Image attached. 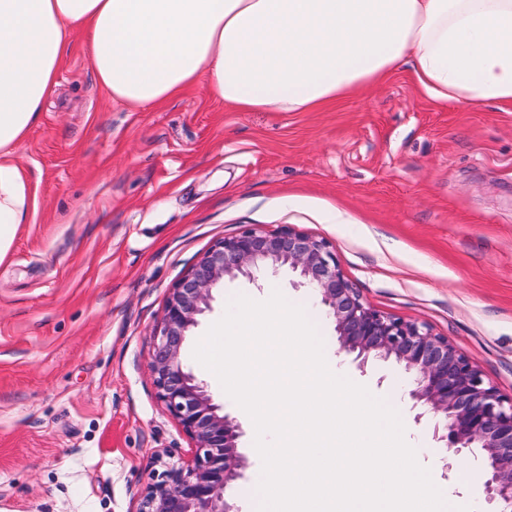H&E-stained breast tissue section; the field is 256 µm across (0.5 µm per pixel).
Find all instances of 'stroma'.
I'll use <instances>...</instances> for the list:
<instances>
[{"instance_id": "stroma-1", "label": "stroma", "mask_w": 512, "mask_h": 512, "mask_svg": "<svg viewBox=\"0 0 512 512\" xmlns=\"http://www.w3.org/2000/svg\"><path fill=\"white\" fill-rule=\"evenodd\" d=\"M15 161L36 207L0 263V512H134L191 442L149 353L170 289L215 242L288 226L329 241L364 302L448 337L512 396V103L433 100L400 71L318 112H240L207 83L132 110L73 37ZM288 269L225 280L194 338L237 294L302 306L338 369L410 425L449 502L487 512L481 449L447 463L392 360L359 366Z\"/></svg>"}]
</instances>
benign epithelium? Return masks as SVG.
I'll return each instance as SVG.
<instances>
[{
	"label": "benign epithelium",
	"mask_w": 512,
	"mask_h": 512,
	"mask_svg": "<svg viewBox=\"0 0 512 512\" xmlns=\"http://www.w3.org/2000/svg\"><path fill=\"white\" fill-rule=\"evenodd\" d=\"M286 267L319 299L335 324L342 350L359 366L392 359L412 379L415 404L441 418L450 458L484 451L490 477L487 502L512 508V396L485 382L480 370L448 341L416 322L384 314L360 297L336 264L324 239L284 227L270 233L247 228L214 244L171 288L161 326L153 336L150 370L158 399L190 439V461L171 464L138 496L136 512H239L224 492L243 477L241 425L214 403L205 383L184 369L182 351L213 290L227 278L250 280Z\"/></svg>",
	"instance_id": "1"
}]
</instances>
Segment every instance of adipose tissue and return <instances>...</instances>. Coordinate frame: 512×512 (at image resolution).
I'll list each match as a JSON object with an SVG mask.
<instances>
[{
    "label": "adipose tissue",
    "mask_w": 512,
    "mask_h": 512,
    "mask_svg": "<svg viewBox=\"0 0 512 512\" xmlns=\"http://www.w3.org/2000/svg\"><path fill=\"white\" fill-rule=\"evenodd\" d=\"M112 99L313 112L400 70L440 102H512V0H0V262L35 207L13 159L72 35Z\"/></svg>",
    "instance_id": "adipose-tissue-1"
}]
</instances>
